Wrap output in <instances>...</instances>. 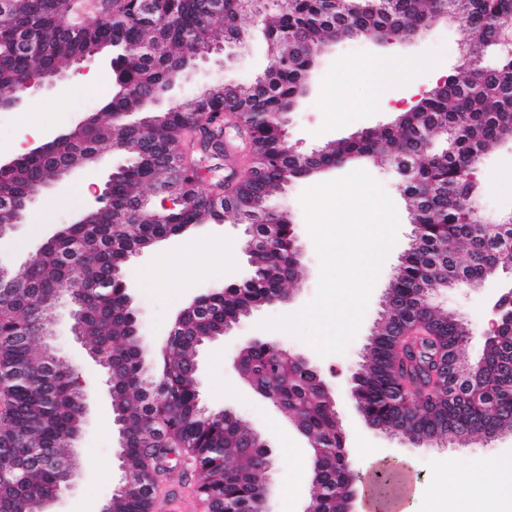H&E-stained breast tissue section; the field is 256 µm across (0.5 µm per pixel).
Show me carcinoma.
<instances>
[{
  "instance_id": "cac0c4a2",
  "label": "carcinoma",
  "mask_w": 512,
  "mask_h": 512,
  "mask_svg": "<svg viewBox=\"0 0 512 512\" xmlns=\"http://www.w3.org/2000/svg\"><path fill=\"white\" fill-rule=\"evenodd\" d=\"M65 2L0 0V104L8 106L33 75L62 72L102 54L115 64V85L77 135L64 133L19 155L0 176V189L20 204L51 181L61 164L91 165L103 149L127 154L131 162L112 170L95 223L65 225L38 257L0 270V394L11 402L10 414L0 421V512H20L60 490L61 472L32 457L38 451L62 456L83 427V390L50 344L62 291L69 293L85 328L84 343L111 383L125 479L148 484L155 457L173 452L194 467L209 512H260L259 467L272 457L264 439L234 412L202 409L197 353L298 282L303 264L293 247L295 224L269 209L273 192L350 163L386 170L414 225L386 289L384 315L354 376L353 402L380 432L411 441H457L465 432L488 439L512 435V336L488 337L482 356L465 364L459 352L470 336L468 324L418 291L424 280L438 291L463 281L512 277V223L487 224L474 210L485 190L476 163L512 140V52L501 44L503 27L512 24V0H347L341 13L333 0H289L285 10L253 0L276 68L248 84H215L208 96L211 111L236 110L253 163L233 186H224L217 175L224 169V126L212 125L200 136L215 172L206 191L199 168L183 163L186 126L194 117L190 104L154 111V127L120 117L142 112L146 94L178 79L176 68L188 49L205 51L220 42L227 49L245 46L250 32L239 23L241 0H224L219 15L210 11L209 0H157L149 17L131 11L128 0H105L99 9L64 17ZM441 15L460 20L466 34L455 70L391 126L328 142L298 164L283 146L284 108L296 107L306 94L316 62L312 53L345 38H408ZM19 33L39 50L18 46ZM166 184L173 185L170 195L178 203L164 223H118L129 211L150 207L146 188ZM230 215L260 242L250 256L251 277L240 287L220 288L217 297L189 312L164 346L157 378L145 382L127 263L159 239L198 224H222ZM21 216L16 208L0 210V235L8 237ZM446 358L463 375L457 386L436 379V367ZM240 375L271 390L320 446L312 456L314 512H347L357 474L321 381L264 346L243 351ZM474 388L482 391L478 399ZM229 457L234 464L226 463ZM153 504L148 491L117 492L109 508L152 512Z\"/></svg>"
}]
</instances>
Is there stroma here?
<instances>
[{"instance_id":"35a3bbf8","label":"stroma","mask_w":512,"mask_h":512,"mask_svg":"<svg viewBox=\"0 0 512 512\" xmlns=\"http://www.w3.org/2000/svg\"><path fill=\"white\" fill-rule=\"evenodd\" d=\"M462 39L458 22L432 20L415 38L402 42L395 39L376 45L363 40H342L325 48L311 74L310 91L288 116V142L298 150L308 151L324 142L351 136L364 129H379L394 116L397 95L415 88L428 91L443 74L458 62ZM392 63L383 87H376L371 78L357 79L351 86L355 103L348 114L347 124H337L328 109V94L336 84L337 73L345 67L381 62ZM268 64L262 34H255L249 45L227 53L210 54L198 62L182 82L180 98L196 96L216 82H246L261 75ZM80 75L78 66H71L60 86L35 91L21 106L0 111V158H13L15 139L40 119L50 120L54 132L73 128L88 113L84 91L76 87ZM128 156L103 151L95 166L74 170L61 186L42 190L30 206L31 213L46 216L42 234L36 235L29 224L17 225L8 240L0 242V264L14 267L29 260L45 236L63 224L73 222L94 200L78 196L79 186L87 180L104 185L113 169L126 165ZM479 174L486 180V192L480 201L484 213L512 209V143L496 146L484 155ZM371 175L383 187L395 204L399 230L374 285L369 304L356 337L344 352L320 357V363L332 386L336 411L347 433L349 458L359 478H366L376 465L389 462L399 467L416 483L418 491L408 498V512H428L427 490L438 474V465L451 457L460 466L484 457L512 459V435L508 434L489 444L467 446L451 444L414 446L380 432L366 430L353 414L351 387L353 375L360 367L364 346L383 313L385 290L395 273L402 254L409 245L411 226L404 201L391 177L375 169ZM312 182H302L278 191L271 200L274 209L288 212L303 247L304 274L300 283L288 286L289 302L262 305L237 323L232 330L205 346L200 354V398L208 411L224 409L237 415L266 438L271 446L273 464L264 476L267 497L264 512H305L311 484L299 480L301 471L310 469L312 451L303 438L291 427L286 413L276 410L265 400L248 394L247 386L233 369L231 357L240 338L260 335L262 320L300 310L316 296L320 262L308 231L307 218L301 203ZM244 225L234 218L221 224H204L194 229L197 237H206L234 250L233 270L215 263H204L203 272L196 277L189 292H182L177 281L156 285L143 279L141 272L153 265L160 247L132 257L126 269V283L137 312L138 331L145 342L147 356L143 364L146 377H154L159 362L158 348L174 317L193 297L212 288L224 286L231 275L248 276L250 265L243 249ZM435 304L455 311L471 326V338L462 348L463 361H477L484 349L493 299L487 289L459 285L434 293ZM71 307L60 303L55 308L51 344L59 358L64 359L78 376L85 393L87 411L84 426L75 443L73 454L78 462V477L72 491L50 506L49 512H80L83 503L92 499L106 503L121 483L124 473L119 459L118 435L104 432L101 423L111 416V397L101 368L89 357L86 349L72 334ZM367 443L378 451L375 459L358 456L359 443Z\"/></svg>"}]
</instances>
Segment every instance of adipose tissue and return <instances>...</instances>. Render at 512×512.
<instances>
[{
    "label": "adipose tissue",
    "instance_id": "adipose-tissue-1",
    "mask_svg": "<svg viewBox=\"0 0 512 512\" xmlns=\"http://www.w3.org/2000/svg\"><path fill=\"white\" fill-rule=\"evenodd\" d=\"M192 252L227 268L234 263L232 251L197 237L164 251L148 269V276L157 282L172 277L188 282L197 271L177 263L176 256ZM441 471V479L429 490L430 512H505V504H512V460L478 459L465 470L450 461Z\"/></svg>",
    "mask_w": 512,
    "mask_h": 512
}]
</instances>
